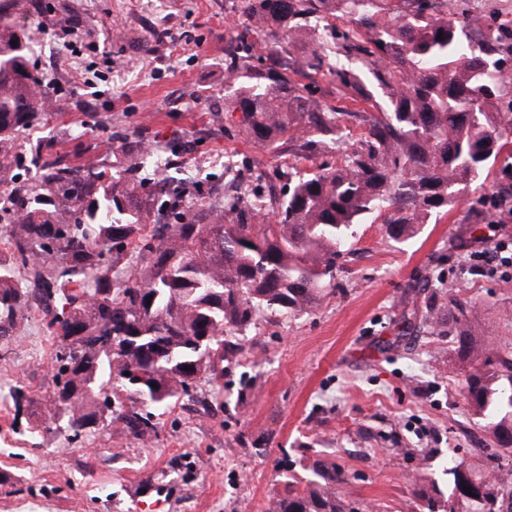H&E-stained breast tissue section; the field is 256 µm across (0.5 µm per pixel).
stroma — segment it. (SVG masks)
<instances>
[{
    "mask_svg": "<svg viewBox=\"0 0 512 512\" xmlns=\"http://www.w3.org/2000/svg\"><path fill=\"white\" fill-rule=\"evenodd\" d=\"M432 3L448 15L464 7L482 15L471 42L488 24L512 35V0ZM8 13L19 33L70 23L95 44L77 53L29 50L60 107L20 146L39 141L121 173L133 162L129 143H151L174 184L187 188L182 209L190 213L204 200L223 203L231 184L225 157L268 198L282 195L288 165L341 159L332 145L303 159L289 146L247 138L226 96L229 65L287 72L305 96L347 112L387 102L364 28L338 9L311 19V43L261 40L239 0H20ZM318 42L323 56L304 67ZM110 57L131 69L116 75ZM62 61L80 82L57 81ZM487 182L489 191L468 192L404 243L367 217L339 261L336 294L299 314L263 312L233 334L239 350L225 357L217 382L198 380L157 418L149 441L106 426L77 439L47 432L43 414H17L0 398V477L16 489L0 493V512H140L152 502L161 512H268L283 491L284 457L295 474L336 459L349 475L343 496L367 512H418L405 476L421 463L442 487L450 457L512 469V457L484 447V421L462 395L470 362L455 351L458 324L433 329L426 321L448 294L474 302L483 340L512 342V180L495 167ZM491 246L500 258L488 265L478 255ZM56 351L41 310L24 313L0 336V388L48 400Z\"/></svg>",
    "mask_w": 512,
    "mask_h": 512,
    "instance_id": "stroma-1",
    "label": "stroma"
}]
</instances>
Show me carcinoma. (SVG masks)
I'll return each instance as SVG.
<instances>
[{
    "mask_svg": "<svg viewBox=\"0 0 512 512\" xmlns=\"http://www.w3.org/2000/svg\"><path fill=\"white\" fill-rule=\"evenodd\" d=\"M330 3L357 15L385 66L377 80L389 90V111L338 112L296 91L278 71L253 72L233 91L245 134L272 148L282 139L300 155L344 142V117L365 125L359 146L339 164L316 172L288 171V191L269 204L235 193L207 219L176 215L145 223L148 205L132 202L146 182L107 175L39 145L15 143L39 118L46 79L27 67L22 39L0 21V173L11 217L0 224L11 255L0 258V336L36 307L58 342L55 393L47 418L78 437L101 421L138 439L154 433L165 413L203 375L224 362V336L242 332L264 311L299 313L335 290L339 259L363 217L375 214L390 238L404 242L448 214L464 192L512 144V113L494 104L512 91L503 77L498 27L466 50L462 35L480 17L461 10L448 19L427 4L393 14L388 0H240L242 14L277 26L274 41L310 36L309 18ZM457 311V352L471 360L465 399L488 419L489 444L512 455V358L508 346L480 339L470 309L441 304L436 320ZM16 410L39 405L19 388ZM448 493L421 471L408 479L423 512H504L512 479H496L472 461L450 458ZM345 471L319 459L303 486L290 482L269 512H359L341 497ZM470 487L472 494L464 493Z\"/></svg>",
    "mask_w": 512,
    "mask_h": 512,
    "instance_id": "1",
    "label": "carcinoma"
}]
</instances>
